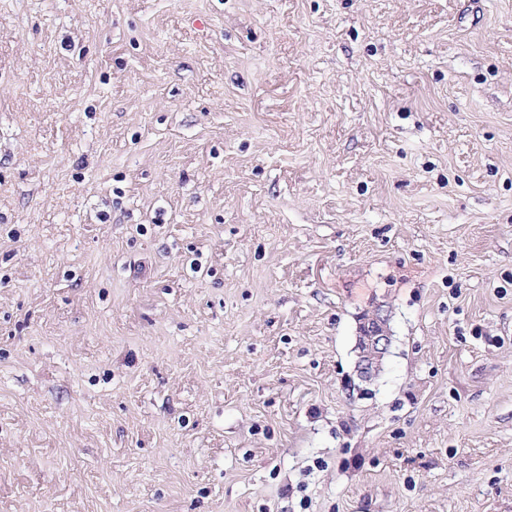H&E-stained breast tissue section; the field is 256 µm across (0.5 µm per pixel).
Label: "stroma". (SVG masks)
<instances>
[{"label": "stroma", "instance_id": "stroma-1", "mask_svg": "<svg viewBox=\"0 0 512 512\" xmlns=\"http://www.w3.org/2000/svg\"><path fill=\"white\" fill-rule=\"evenodd\" d=\"M0 512H512V0H0ZM386 319L387 316L383 315L380 306L367 315L362 336H359L358 375L362 381H370L376 375L388 352L391 336L387 330Z\"/></svg>", "mask_w": 512, "mask_h": 512}]
</instances>
